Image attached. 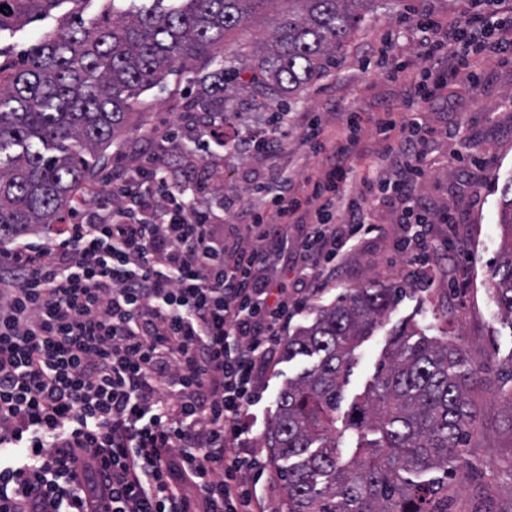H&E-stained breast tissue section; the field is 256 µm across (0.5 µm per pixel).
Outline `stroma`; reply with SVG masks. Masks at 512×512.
<instances>
[{"instance_id":"35a3bbf8","label":"stroma","mask_w":512,"mask_h":512,"mask_svg":"<svg viewBox=\"0 0 512 512\" xmlns=\"http://www.w3.org/2000/svg\"><path fill=\"white\" fill-rule=\"evenodd\" d=\"M460 8V0H376L339 66L305 90L299 102L290 104L280 125L271 123L274 113L280 111L278 105H257L248 93H238L224 125L225 150L205 146L195 156L196 164L207 166L210 172L203 203L221 200L228 206L225 235L247 244L233 212L241 206L266 207L265 195L256 191L259 183L283 173L300 184L318 167L320 157L312 155L303 141L307 122L318 120L340 136L350 111L367 114L398 108L404 86L386 77L383 61L402 51H416L410 27L420 14L432 11L452 16ZM287 9L286 0H273L252 14L246 25L227 32L225 50L250 48L265 41ZM205 65L202 58L189 60L161 86L140 94L122 136L124 151L105 162L92 195L107 188L113 167L139 161L147 146L144 131L188 130L194 77ZM421 119L432 133L424 151V174L416 183L414 196L425 206L428 219L436 223L434 279L422 277L419 267L410 266L397 248L405 236L399 222L402 202L381 197L365 204L364 219L374 230L357 238L343 254L335 281L325 287L316 281L300 286L289 283V293L302 304L292 311L288 328L293 331L311 324L317 307L333 302L362 281L407 282L400 301L357 349L345 399L353 401L364 392L390 337L404 325L418 326L426 337L471 350L484 362L485 371L471 392L479 422L470 444V466L465 476L455 480L458 508L473 512L483 494L493 500L496 512H512V473L505 467L512 458V407L504 398L508 386L500 376L512 362V326L500 320L492 299V267L501 243L498 212L503 189L512 183V65L486 67L476 90L457 105L434 104ZM458 120L463 123L461 133L449 136V127ZM267 132L276 139L273 150L257 153L249 148V137ZM447 208L456 215L452 229L436 221ZM309 365L306 359L285 361L278 353L259 371L261 399L251 408L255 425L245 441L249 455L269 458L266 434L277 413L276 395L288 379Z\"/></svg>"}]
</instances>
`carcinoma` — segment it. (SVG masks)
I'll use <instances>...</instances> for the list:
<instances>
[{
	"mask_svg": "<svg viewBox=\"0 0 512 512\" xmlns=\"http://www.w3.org/2000/svg\"><path fill=\"white\" fill-rule=\"evenodd\" d=\"M87 2L0 0V33L73 4L54 31L0 63V243L62 223L97 180L136 94L185 60L207 59L192 102L206 114L224 115L235 86L258 105L291 101L339 63L375 0H286L288 14L247 56L246 82L243 52L218 47L274 0H110L112 9L86 20ZM498 224L493 293L512 325V201ZM403 292L369 279L284 339L286 359H314L278 391L266 437L284 512H453L449 479L468 465L479 417L469 394L483 372L465 348L394 336L367 394L337 415L356 349Z\"/></svg>",
	"mask_w": 512,
	"mask_h": 512,
	"instance_id": "cac0c4a2",
	"label": "carcinoma"
}]
</instances>
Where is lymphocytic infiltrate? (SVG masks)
<instances>
[{
    "label": "lymphocytic infiltrate",
    "mask_w": 512,
    "mask_h": 512,
    "mask_svg": "<svg viewBox=\"0 0 512 512\" xmlns=\"http://www.w3.org/2000/svg\"><path fill=\"white\" fill-rule=\"evenodd\" d=\"M494 3L418 19L415 58L389 71L406 81L404 113L372 119L388 172L355 173L360 113L339 142L310 121L305 140L324 169L300 187L285 175L259 184L267 206L236 214L249 245L225 244L201 180L168 161L221 141L211 117L190 137L165 132L158 153L115 171L116 208L89 206L39 244H0V512H268L260 462L239 448L257 370L292 308L270 263L335 278L365 227L364 203L390 195L415 226L401 251L429 266L435 243L410 204L429 135L415 114L459 95L460 79L476 89L488 60L512 63V15ZM343 197L351 220L339 228Z\"/></svg>",
    "instance_id": "obj_1"
}]
</instances>
